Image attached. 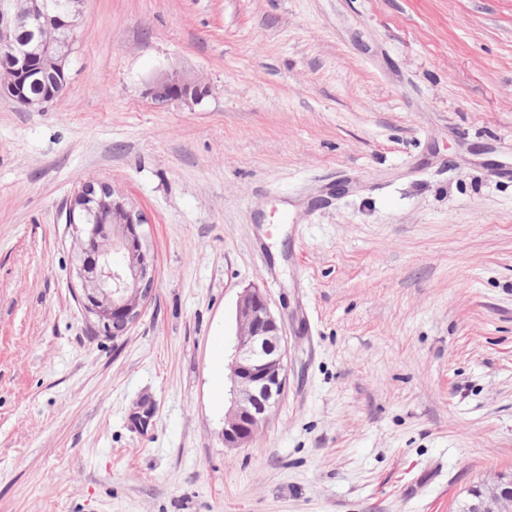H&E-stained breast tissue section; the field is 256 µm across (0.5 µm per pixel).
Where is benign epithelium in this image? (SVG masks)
<instances>
[{"instance_id": "obj_1", "label": "benign epithelium", "mask_w": 512, "mask_h": 512, "mask_svg": "<svg viewBox=\"0 0 512 512\" xmlns=\"http://www.w3.org/2000/svg\"><path fill=\"white\" fill-rule=\"evenodd\" d=\"M83 0L59 10L55 0H0V97L27 109L53 101L68 83L75 40L58 41L62 28H78ZM27 29L34 49L21 45ZM48 82V91L30 97L26 83ZM209 93L201 79L172 71L154 77L149 94L159 105H198ZM67 223L79 239L75 269L79 300L106 332L123 334L141 315L155 283L154 253L144 220L133 204L105 181L87 182L70 203ZM237 332L229 364V406L224 413V447L249 445L284 393L288 370L281 321L261 289L247 288L236 304ZM471 512H512V480L498 477L490 487L472 489Z\"/></svg>"}]
</instances>
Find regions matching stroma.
I'll return each instance as SVG.
<instances>
[{
    "mask_svg": "<svg viewBox=\"0 0 512 512\" xmlns=\"http://www.w3.org/2000/svg\"><path fill=\"white\" fill-rule=\"evenodd\" d=\"M172 70L210 95L155 104ZM88 181L156 256L116 338L74 296ZM251 287L288 382L228 448ZM509 472L512 0H84L63 95L0 98V512H458Z\"/></svg>",
    "mask_w": 512,
    "mask_h": 512,
    "instance_id": "stroma-1",
    "label": "stroma"
}]
</instances>
